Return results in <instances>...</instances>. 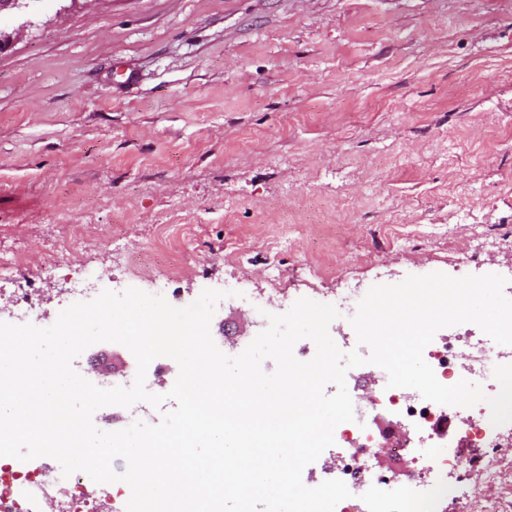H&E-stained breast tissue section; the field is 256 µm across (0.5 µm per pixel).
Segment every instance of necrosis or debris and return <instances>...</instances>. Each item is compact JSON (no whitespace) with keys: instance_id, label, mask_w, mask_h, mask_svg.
I'll return each mask as SVG.
<instances>
[{"instance_id":"4bbe7bcc","label":"necrosis or debris","mask_w":512,"mask_h":512,"mask_svg":"<svg viewBox=\"0 0 512 512\" xmlns=\"http://www.w3.org/2000/svg\"><path fill=\"white\" fill-rule=\"evenodd\" d=\"M424 359L441 383L466 379L493 396L500 390L493 369L512 363V347L481 336L471 323L461 335L451 327L440 329ZM371 375L376 389L369 397L359 381L348 382L355 419L336 428L334 445L321 455V475L344 481L352 493L336 512H436L449 473L461 466L459 444L488 447L496 431L490 408L483 402L470 408L436 404L416 390L389 387L382 368ZM383 415L400 422L403 434L390 440L376 435L370 423ZM381 453L404 460L406 469L391 475L375 472L372 461ZM321 475L307 470L302 479L315 487ZM130 494L123 482L98 484L82 472L63 477L50 457L0 459V512H125Z\"/></svg>"}]
</instances>
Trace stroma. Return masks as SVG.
<instances>
[{
	"label": "stroma",
	"instance_id": "obj_1",
	"mask_svg": "<svg viewBox=\"0 0 512 512\" xmlns=\"http://www.w3.org/2000/svg\"><path fill=\"white\" fill-rule=\"evenodd\" d=\"M0 31V255L89 244L29 265L0 321L53 324L86 269L179 307L223 291L218 345L275 287L512 275V0H25ZM130 358L76 362L130 384ZM461 454L445 512H487L486 451Z\"/></svg>",
	"mask_w": 512,
	"mask_h": 512
}]
</instances>
